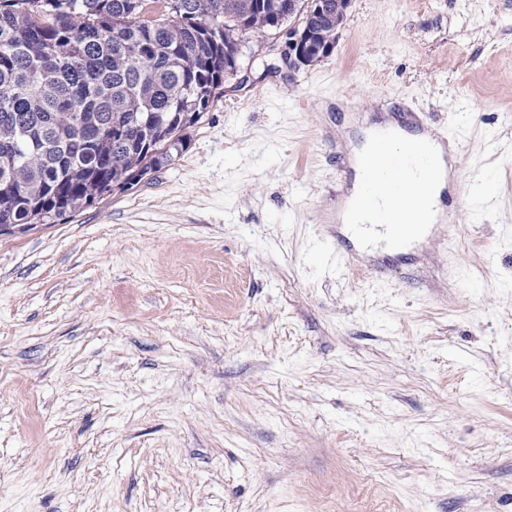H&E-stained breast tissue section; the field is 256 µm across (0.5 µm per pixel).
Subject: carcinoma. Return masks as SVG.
<instances>
[{
  "label": "carcinoma",
  "instance_id": "carcinoma-1",
  "mask_svg": "<svg viewBox=\"0 0 512 512\" xmlns=\"http://www.w3.org/2000/svg\"><path fill=\"white\" fill-rule=\"evenodd\" d=\"M289 0H0V229L53 224L171 162ZM305 65L336 11L302 16Z\"/></svg>",
  "mask_w": 512,
  "mask_h": 512
}]
</instances>
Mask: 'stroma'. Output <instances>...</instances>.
I'll return each instance as SVG.
<instances>
[{"instance_id":"1","label":"stroma","mask_w":512,"mask_h":512,"mask_svg":"<svg viewBox=\"0 0 512 512\" xmlns=\"http://www.w3.org/2000/svg\"><path fill=\"white\" fill-rule=\"evenodd\" d=\"M243 39L173 163L0 236V512H512V0H352L297 71ZM389 102L461 194L377 279L336 156Z\"/></svg>"}]
</instances>
